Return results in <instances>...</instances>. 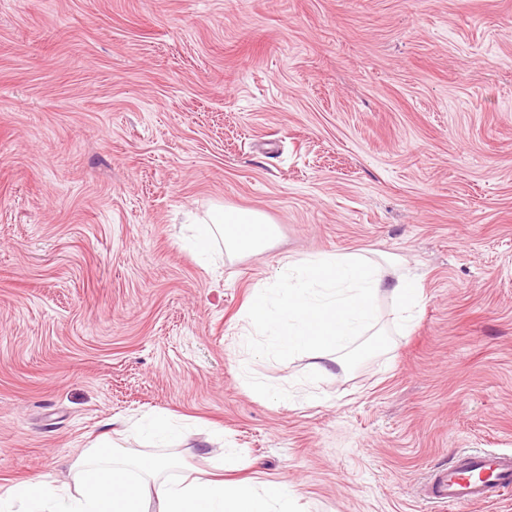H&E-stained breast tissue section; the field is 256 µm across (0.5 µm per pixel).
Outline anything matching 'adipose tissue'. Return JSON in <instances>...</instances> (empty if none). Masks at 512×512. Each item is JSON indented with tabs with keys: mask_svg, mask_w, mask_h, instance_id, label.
<instances>
[{
	"mask_svg": "<svg viewBox=\"0 0 512 512\" xmlns=\"http://www.w3.org/2000/svg\"><path fill=\"white\" fill-rule=\"evenodd\" d=\"M273 231L272 219L261 212L216 206L181 246L204 260L219 246L236 257L265 250ZM383 296L400 325L408 326L421 300V275L388 277L381 262L358 252L283 261L273 281L253 290L247 317L256 339L248 348L266 358L306 354L313 371L323 372L325 350L343 352L377 326ZM128 425L139 449L102 434L74 463L72 483L37 478L0 486V512H297L288 482L224 481L223 472L240 466L230 454L218 455V475L168 477L172 463L156 451L180 442L182 425L155 413Z\"/></svg>",
	"mask_w": 512,
	"mask_h": 512,
	"instance_id": "1",
	"label": "adipose tissue"
}]
</instances>
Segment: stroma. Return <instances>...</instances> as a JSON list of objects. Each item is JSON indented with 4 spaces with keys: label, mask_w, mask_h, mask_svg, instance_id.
Returning a JSON list of instances; mask_svg holds the SVG:
<instances>
[{
    "label": "stroma",
    "mask_w": 512,
    "mask_h": 512,
    "mask_svg": "<svg viewBox=\"0 0 512 512\" xmlns=\"http://www.w3.org/2000/svg\"><path fill=\"white\" fill-rule=\"evenodd\" d=\"M252 209L272 248L213 274L187 213ZM394 255L315 380L244 353L280 260ZM192 423L172 477L293 485L301 512H456L420 498L462 449L512 448V0H0V485L71 481L107 424Z\"/></svg>",
    "instance_id": "1"
}]
</instances>
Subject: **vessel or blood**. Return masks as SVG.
I'll return each instance as SVG.
<instances>
[{
  "instance_id": "vessel-or-blood-1",
  "label": "vessel or blood",
  "mask_w": 512,
  "mask_h": 512,
  "mask_svg": "<svg viewBox=\"0 0 512 512\" xmlns=\"http://www.w3.org/2000/svg\"><path fill=\"white\" fill-rule=\"evenodd\" d=\"M507 490H512V450L462 451L432 471L424 497L465 512L467 506L493 500Z\"/></svg>"
}]
</instances>
